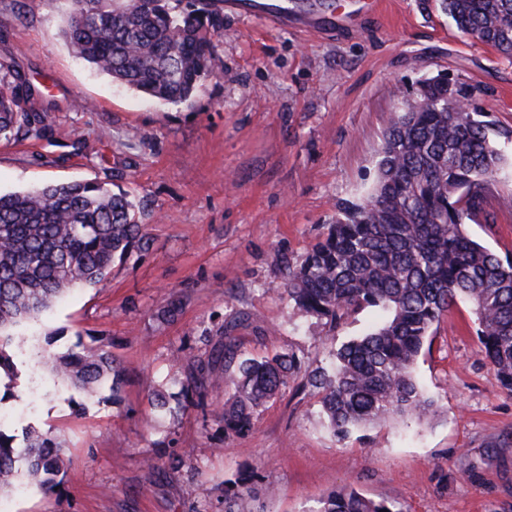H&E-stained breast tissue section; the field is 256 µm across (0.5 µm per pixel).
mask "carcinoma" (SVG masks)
Returning <instances> with one entry per match:
<instances>
[{"instance_id": "1", "label": "carcinoma", "mask_w": 512, "mask_h": 512, "mask_svg": "<svg viewBox=\"0 0 512 512\" xmlns=\"http://www.w3.org/2000/svg\"><path fill=\"white\" fill-rule=\"evenodd\" d=\"M63 36L94 72L164 104L190 105L215 75L224 0H69ZM457 31L512 57V0H436ZM37 91L14 66L0 62V141L43 130ZM471 90L438 74L419 82L384 136L375 185L344 205L322 241L300 263L287 265L284 292L309 316L339 327L350 313L375 307L382 324L342 344L329 371L308 373L330 429L421 418L434 402L415 378L433 325L459 304L469 306L476 335L500 387L512 393V260L473 239L466 221L481 212L486 186L503 169L505 151L489 136ZM127 192L102 184H45L0 193V371L22 355L12 331L39 319L74 288L93 287L115 259L143 241ZM233 318L207 330L219 372L199 363L179 396L206 410L207 388L232 395L214 416L224 432L244 435L255 413L276 399L301 369L293 354L240 359ZM43 365L92 396L119 369L103 348L52 354ZM66 467L62 443L30 428L23 441L0 428V494L17 482L51 493ZM319 512H396L385 500L340 488Z\"/></svg>"}]
</instances>
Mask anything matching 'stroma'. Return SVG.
Listing matches in <instances>:
<instances>
[{
  "instance_id": "stroma-1",
  "label": "stroma",
  "mask_w": 512,
  "mask_h": 512,
  "mask_svg": "<svg viewBox=\"0 0 512 512\" xmlns=\"http://www.w3.org/2000/svg\"><path fill=\"white\" fill-rule=\"evenodd\" d=\"M335 2L351 22L333 35L225 13L216 74L187 107L113 84L75 57L62 35L66 0H0V61L42 91L46 124L42 138L0 142V192L119 187L150 238L97 286L73 289L27 339L38 351H110L119 393L86 398L38 376L34 358L0 375V421L59 436L69 460L54 494L30 489L10 512H226V492L241 484L249 512H317L342 486L398 512H512V395L464 305L433 326L417 360L436 404L421 420L338 438L299 377L243 436L213 415L224 389H208L203 410L157 405V391L179 392L211 358L201 336L227 315L242 320L239 356L292 353L306 372L382 321L367 308L329 330L281 286L287 264L374 184L384 132L418 80L442 72L471 85L494 130L512 129V59L421 0ZM507 198L511 167L486 190L492 224L468 230L511 258ZM178 448L193 454L168 468Z\"/></svg>"
}]
</instances>
